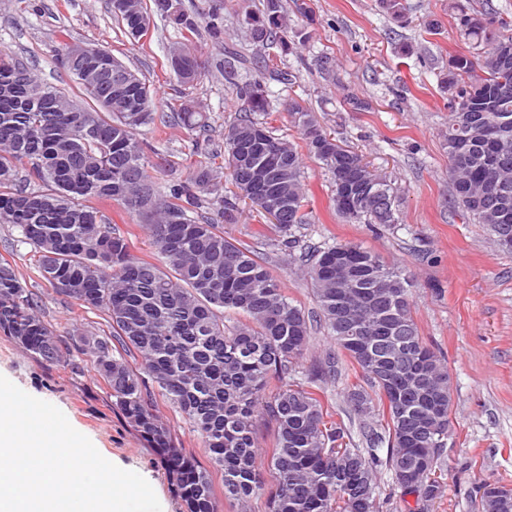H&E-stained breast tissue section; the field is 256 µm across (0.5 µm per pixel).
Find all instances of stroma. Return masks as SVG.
<instances>
[{"instance_id": "stroma-1", "label": "stroma", "mask_w": 512, "mask_h": 512, "mask_svg": "<svg viewBox=\"0 0 512 512\" xmlns=\"http://www.w3.org/2000/svg\"><path fill=\"white\" fill-rule=\"evenodd\" d=\"M222 5L224 34L212 38L205 26L213 2ZM288 0L291 25L306 42L297 53L281 55L266 49L269 69H240L237 82L262 78L276 106L273 124L280 135L299 134L281 102L303 99L329 132L361 151L373 167L385 172L399 199V224L372 232L369 225L343 222L331 201L329 175L313 157H305V189L310 241L315 245L353 242L379 253L413 277L410 302L413 318L425 341L445 358L451 379V430L441 457V498L429 512H482L483 484L512 486V254L502 252L485 225L463 220L448 180V155L443 134L448 127V91L438 76L453 56L474 50L457 30L459 10L501 13L512 18V0H400L393 12L387 0ZM197 25L194 35L174 28L153 12L147 35L133 40L114 22L109 0H0V50L19 60L41 82L72 98L80 91L73 77L58 67L61 42L100 47L145 78L153 91L156 120L139 129L144 142L160 153L165 164L151 168L161 183L188 182L208 152L223 148L224 127L242 103L236 84L224 78V51L245 57L260 52L245 28L247 11L260 0H180ZM439 20V31L426 28ZM189 40L206 67L189 90H182L167 63L170 46ZM327 67H320V58ZM290 72L292 85L277 79ZM209 121L207 134L177 124L161 123V115L181 92ZM104 213L125 233L134 256L154 261L156 249L140 218L119 205ZM226 232L265 254L286 296L306 312L316 309L308 275L290 264L264 219L243 209ZM18 232L0 224V260L11 263L36 296L50 329L64 343L93 332L108 334L106 317L84 309L56 291L34 265L30 248L17 245ZM0 375L29 395L59 408L74 429L88 437L102 456L136 472L152 486L162 512H184L154 450L112 408L111 390L86 356L72 363L48 364L0 334ZM358 372L318 390L325 409L361 444V426L383 424L382 405L357 416L348 391L361 384ZM155 409L183 448L201 464L208 454L197 433L164 397Z\"/></svg>"}]
</instances>
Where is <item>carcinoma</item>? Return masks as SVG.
Returning a JSON list of instances; mask_svg holds the SVG:
<instances>
[{
    "mask_svg": "<svg viewBox=\"0 0 512 512\" xmlns=\"http://www.w3.org/2000/svg\"><path fill=\"white\" fill-rule=\"evenodd\" d=\"M112 16L129 35L150 15L145 0H123ZM157 9L176 28L195 26L179 4L158 0ZM252 41L297 50L284 0H262L248 14ZM461 36L478 50L456 56L442 83L448 87V179L455 204L476 224L488 227L499 246L512 252V24L493 27L483 15L460 11ZM169 51L178 82L189 86L205 62L185 44ZM241 61L224 59V76L244 102L224 129V192L214 169L200 164L189 183L162 186L149 174L147 144L138 128L153 122L151 90L140 78L117 99L105 73L97 84L76 80L85 104L30 75L13 80L20 66L0 50V224L32 247L41 276L58 292L90 310L106 312L110 336L82 334L76 350L112 389V405L153 446L185 512H219L209 471L181 448L155 410V393L178 409L202 439L213 467L224 474V497L239 504L262 489L255 424L275 425L266 466L275 474L267 512H378L376 471L388 468L403 495L416 498V512L442 497L435 477L447 447L451 396L448 367L420 335L409 302L413 282L404 270L360 244L344 243L295 253L296 232L307 223L304 162L298 145L276 134L264 81L235 82ZM481 74H476V71ZM59 101L43 112L36 97ZM498 97V111L478 112ZM284 108L308 154L331 176L336 214L352 224L398 223L390 182L370 169L363 155L328 133L310 108L290 97ZM168 121L191 130L207 116L184 102ZM501 128L495 155L488 152L482 121ZM29 165L44 191L17 187L18 169ZM255 181L274 184V200H288L283 220L273 224L293 262L307 268L319 322L338 351L312 363L308 384L332 385L349 366L360 370L368 389L355 388L354 411L368 412L373 399L386 403L388 421L364 432L355 448L350 432L331 419L315 393L282 381L303 358L313 330L310 316L288 298L259 252L230 237L224 225L237 220L238 201L249 200L266 215ZM116 202L138 214L158 262L138 261L128 237L116 232L95 201ZM215 201L217 217L199 214ZM0 332L46 363L66 361L69 351L38 312V301L8 262H0ZM141 360L132 368L127 357ZM387 447L386 456L379 455ZM483 512H512L482 486Z\"/></svg>",
    "mask_w": 512,
    "mask_h": 512,
    "instance_id": "carcinoma-1",
    "label": "carcinoma"
}]
</instances>
